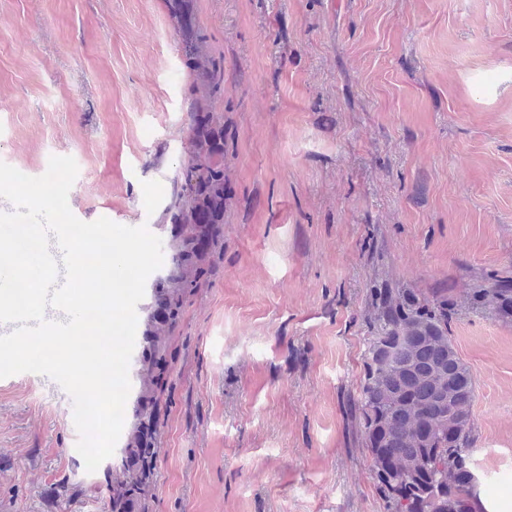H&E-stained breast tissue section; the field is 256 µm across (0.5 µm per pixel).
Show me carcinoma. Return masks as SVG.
<instances>
[{"instance_id": "carcinoma-1", "label": "carcinoma", "mask_w": 512, "mask_h": 512, "mask_svg": "<svg viewBox=\"0 0 512 512\" xmlns=\"http://www.w3.org/2000/svg\"><path fill=\"white\" fill-rule=\"evenodd\" d=\"M167 2L183 55L201 84L189 111L187 160L163 210V222L179 237L163 276L166 287L152 289L149 336L177 322L201 243L216 246L224 236V121L210 105L224 90V61L203 50L193 0ZM464 307L512 322V277L484 274L462 302L446 288L428 297L388 281L371 288L363 371L351 410L385 512H483L473 460L475 381L451 338ZM158 453L131 435L115 467L107 512H148Z\"/></svg>"}]
</instances>
